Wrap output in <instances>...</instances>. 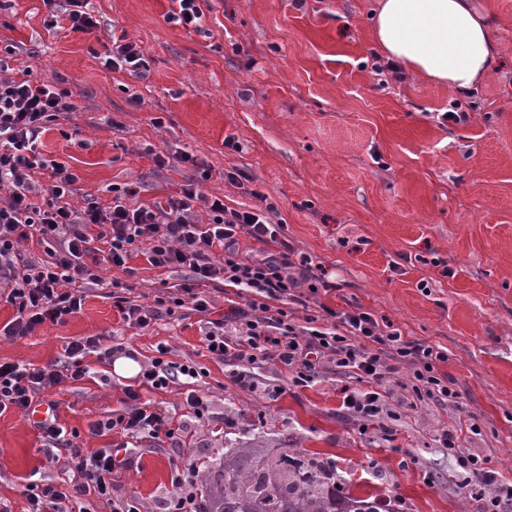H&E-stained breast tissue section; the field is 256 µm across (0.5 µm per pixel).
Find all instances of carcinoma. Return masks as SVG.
Listing matches in <instances>:
<instances>
[{
	"label": "carcinoma",
	"instance_id": "carcinoma-1",
	"mask_svg": "<svg viewBox=\"0 0 512 512\" xmlns=\"http://www.w3.org/2000/svg\"><path fill=\"white\" fill-rule=\"evenodd\" d=\"M202 495L203 512H394L352 496L323 462L286 451L272 458L257 442H225Z\"/></svg>",
	"mask_w": 512,
	"mask_h": 512
}]
</instances>
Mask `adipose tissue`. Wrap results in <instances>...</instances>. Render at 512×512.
Instances as JSON below:
<instances>
[{
	"label": "adipose tissue",
	"instance_id": "obj_1",
	"mask_svg": "<svg viewBox=\"0 0 512 512\" xmlns=\"http://www.w3.org/2000/svg\"><path fill=\"white\" fill-rule=\"evenodd\" d=\"M496 29L479 0H377L373 10L385 60L462 97L501 64Z\"/></svg>",
	"mask_w": 512,
	"mask_h": 512
}]
</instances>
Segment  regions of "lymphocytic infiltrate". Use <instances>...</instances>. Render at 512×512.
<instances>
[{
    "label": "lymphocytic infiltrate",
    "instance_id": "lymphocytic-infiltrate-1",
    "mask_svg": "<svg viewBox=\"0 0 512 512\" xmlns=\"http://www.w3.org/2000/svg\"><path fill=\"white\" fill-rule=\"evenodd\" d=\"M50 13V26L66 18L75 32L98 29L100 21L89 0H43ZM7 61L0 59V189L7 196L0 201V293L16 314L0 326V335L26 336L41 324L65 322L80 310L84 283H99L92 262L106 258L113 267H125L134 254H142L151 266L186 268L190 276L177 295L155 297L153 305L142 306L117 297L123 320L144 329L153 320L173 315L175 309L191 306L211 321L203 338L207 350L231 366V382L250 392L258 388L256 371L275 363L288 370L294 385L314 382L323 364H334L338 374L348 378L343 386L342 405L351 417L372 422L392 415L387 384L401 377L400 387L410 396L411 407L423 403L445 406L458 402L460 394L438 366L448 359L437 345L404 336L388 318L376 317L359 305L343 309L325 308L323 315H304L295 322L290 305H306L309 296L332 290L329 272L314 256L296 253L289 242L285 224L272 221L277 208L239 211L222 198H209L202 191L210 179L209 170L181 187L178 197L166 204L146 206L138 201L137 184L112 186V204L103 208L88 204L75 209L70 200L77 178L64 163L42 157L37 143L50 122L74 111L72 95L15 77ZM48 172L47 185L32 177L34 170ZM44 203H37L38 195ZM205 203L208 223H199L193 209ZM247 235L270 246L261 258L241 255L236 248L239 235ZM44 244L46 257L32 260L22 251L30 240ZM220 281L235 289L237 299L224 316L212 318L210 299L204 284ZM110 360L113 351L103 348L91 336L71 341L65 362L55 368H28L0 362V413L16 408L31 412L37 400L64 381L80 380L87 370L88 354ZM166 348L142 366L141 387L165 390L171 384L205 377L194 363L166 360ZM127 407L118 416L94 423L97 435L118 433L132 439L166 438L179 447L173 419L143 402L139 389H125ZM35 428L52 448H64L71 465V477L56 483H30L24 494L28 512H70L73 504L92 496L110 503L112 512H140L136 501L114 494L112 474L121 464L111 449L88 452L73 441L70 433L50 419ZM473 415L460 412L453 425L443 429L439 444L453 459V469L463 474L466 486L476 489L478 499L487 500L492 512H512V486H500L495 472L486 470L479 456L461 451L467 434L478 431Z\"/></svg>",
    "mask_w": 512,
    "mask_h": 512
}]
</instances>
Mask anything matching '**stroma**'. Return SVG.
<instances>
[{
  "label": "stroma",
  "mask_w": 512,
  "mask_h": 512,
  "mask_svg": "<svg viewBox=\"0 0 512 512\" xmlns=\"http://www.w3.org/2000/svg\"><path fill=\"white\" fill-rule=\"evenodd\" d=\"M499 18L504 64L470 96L396 78L378 55L369 25L375 0H209L203 31L168 22L170 0H90L101 25L90 33L46 24L42 0H0V57L37 80L71 91L73 118L52 122L39 150L78 177L74 208L106 207L111 185L141 183L151 203L178 195L195 174L180 163L157 168L153 156L185 151L212 177L209 196L239 211L276 204L296 251L334 272L337 289L310 299L331 308L353 303L389 317L406 336L447 349L441 372L455 382L479 434L465 445L502 482H512V0H481ZM134 42L148 69L137 78L98 60L111 42ZM446 112L466 113L460 123ZM234 139L235 147L224 144ZM242 171L243 187L225 181ZM363 238L358 249L341 239ZM453 274L440 276L433 257ZM129 270L100 267L65 323H44L26 336L0 339V360L43 368L64 359L76 338L98 336L145 364L158 344L168 360L193 361L207 375L197 393L212 420L184 406L187 385L141 389L115 375L111 362L84 359L87 374L50 390L60 423L86 450L120 447L119 435L92 425L123 413L125 388L169 411L184 426L180 450L140 440L129 467L112 475L115 492L136 496L141 512H161L183 460L199 471L224 454L225 440L264 438L269 447L333 464L360 497L387 500L394 512H477L470 492L450 481L452 462L439 450L454 408H403L390 440L360 431L341 410L340 377L324 369L296 387L287 370L268 364L264 386L275 399L241 390L211 357L207 324L182 307L144 329L129 326L112 298L120 282L135 303L184 283L186 268L162 269L146 257ZM428 280V291L419 283ZM67 462L50 463L31 416L0 414V508L26 512L30 476L60 482Z\"/></svg>",
  "instance_id": "stroma-1"
}]
</instances>
